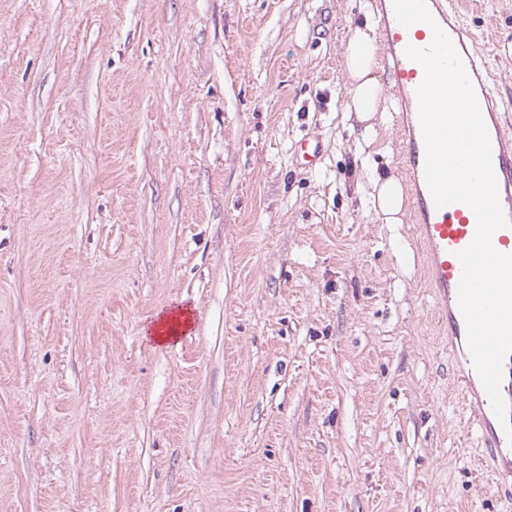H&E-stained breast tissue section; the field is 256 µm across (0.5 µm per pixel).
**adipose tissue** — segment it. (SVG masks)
Returning <instances> with one entry per match:
<instances>
[{
  "label": "adipose tissue",
  "mask_w": 512,
  "mask_h": 512,
  "mask_svg": "<svg viewBox=\"0 0 512 512\" xmlns=\"http://www.w3.org/2000/svg\"><path fill=\"white\" fill-rule=\"evenodd\" d=\"M344 65L348 74L345 110L363 122V140L372 141L375 136L372 121L376 113L387 109L378 74L379 46L372 11H365L352 26L344 46ZM370 185L369 203L376 218L384 224L401 223L407 199L401 179L379 174L372 177Z\"/></svg>",
  "instance_id": "obj_1"
}]
</instances>
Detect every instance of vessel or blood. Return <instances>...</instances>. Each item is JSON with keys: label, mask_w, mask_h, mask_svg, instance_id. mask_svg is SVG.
<instances>
[{"label": "vessel or blood", "mask_w": 512, "mask_h": 512, "mask_svg": "<svg viewBox=\"0 0 512 512\" xmlns=\"http://www.w3.org/2000/svg\"><path fill=\"white\" fill-rule=\"evenodd\" d=\"M427 5L461 57L475 90L491 142L500 206L508 220L507 226L494 232L492 245L500 253L512 254V122L500 107L486 54L464 22L456 0H427ZM376 9L390 83L401 107L398 133L403 148V169L411 192V222L424 246L425 278L434 291L441 326L448 334V352L459 366L454 383L465 406L467 427L481 440V465L490 478L488 493H511L512 441L497 419L473 365L466 322L459 306L462 266L457 254L473 241L476 217L470 207L462 203L436 206L425 180V144L416 97L424 71L406 56L405 49L410 45L428 47L433 32L424 23L402 26L396 19L393 0H377Z\"/></svg>", "instance_id": "obj_1"}]
</instances>
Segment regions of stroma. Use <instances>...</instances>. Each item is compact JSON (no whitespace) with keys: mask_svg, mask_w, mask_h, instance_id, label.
I'll list each match as a JSON object with an SVG mask.
<instances>
[{"mask_svg":"<svg viewBox=\"0 0 512 512\" xmlns=\"http://www.w3.org/2000/svg\"><path fill=\"white\" fill-rule=\"evenodd\" d=\"M462 2L512 112V0ZM360 8L0 0V512H512L361 200L403 168L344 110ZM191 326V311L179 306L170 312L155 314L146 332L152 343L164 345L175 342L181 331L185 332Z\"/></svg>","mask_w":512,"mask_h":512,"instance_id":"stroma-1","label":"stroma"}]
</instances>
